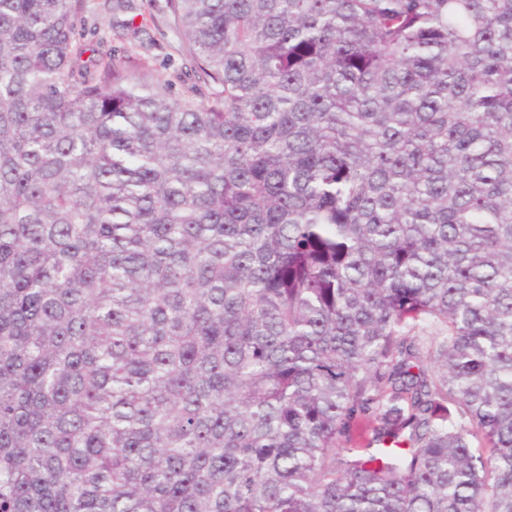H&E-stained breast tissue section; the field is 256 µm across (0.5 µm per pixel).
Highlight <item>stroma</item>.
<instances>
[{
	"label": "stroma",
	"mask_w": 512,
	"mask_h": 512,
	"mask_svg": "<svg viewBox=\"0 0 512 512\" xmlns=\"http://www.w3.org/2000/svg\"><path fill=\"white\" fill-rule=\"evenodd\" d=\"M87 50L80 62L100 64L113 50L124 51L155 81H172L175 95L194 82L192 64L182 52V38L174 28L165 0H133L127 12L112 14L105 0H87L79 28Z\"/></svg>",
	"instance_id": "stroma-1"
}]
</instances>
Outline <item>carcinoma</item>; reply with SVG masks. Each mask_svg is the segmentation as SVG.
<instances>
[{
	"instance_id": "obj_1",
	"label": "carcinoma",
	"mask_w": 512,
	"mask_h": 512,
	"mask_svg": "<svg viewBox=\"0 0 512 512\" xmlns=\"http://www.w3.org/2000/svg\"><path fill=\"white\" fill-rule=\"evenodd\" d=\"M166 7L0 0V512H512V0ZM81 42L89 49L79 63L100 64L114 49L124 51L154 81L171 80L173 94L181 96L194 82L192 64L182 52V37L174 28L165 0H132L133 8L112 14L105 0H86ZM179 76L181 78H179Z\"/></svg>"
}]
</instances>
